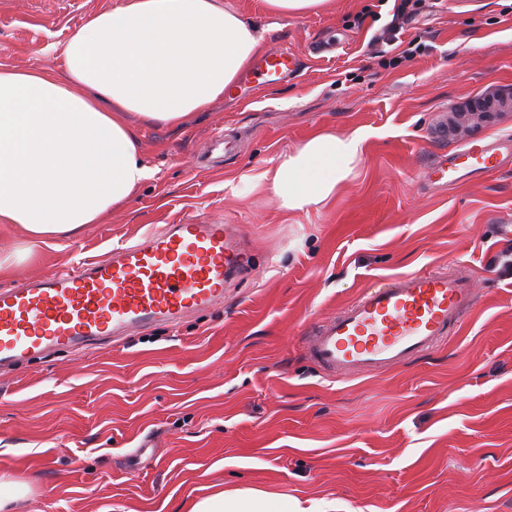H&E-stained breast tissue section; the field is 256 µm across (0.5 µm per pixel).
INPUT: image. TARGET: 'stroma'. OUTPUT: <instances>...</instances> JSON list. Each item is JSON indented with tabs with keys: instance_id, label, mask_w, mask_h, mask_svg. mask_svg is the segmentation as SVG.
Returning <instances> with one entry per match:
<instances>
[{
	"instance_id": "35a3bbf8",
	"label": "stroma",
	"mask_w": 512,
	"mask_h": 512,
	"mask_svg": "<svg viewBox=\"0 0 512 512\" xmlns=\"http://www.w3.org/2000/svg\"><path fill=\"white\" fill-rule=\"evenodd\" d=\"M124 0H0V65L51 68L54 46ZM285 48L298 76L250 72L182 129L128 122L155 171L104 223L0 272L17 286L188 218L242 225L248 275L224 302L84 352L34 357L0 377V478L26 485L8 512H186L251 487L335 512H512V160L437 185L461 145L512 136V113L468 134L453 113L512 92V0H428L394 69L371 42L394 0H330L275 19L227 0ZM332 52H318L322 43ZM327 130L366 133L354 176L325 205L282 208L259 181L281 153ZM471 277L474 303L413 362L331 376L301 338L368 285L402 273ZM152 446L141 460L143 441Z\"/></svg>"
}]
</instances>
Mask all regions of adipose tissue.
<instances>
[{"label": "adipose tissue", "instance_id": "obj_1", "mask_svg": "<svg viewBox=\"0 0 512 512\" xmlns=\"http://www.w3.org/2000/svg\"><path fill=\"white\" fill-rule=\"evenodd\" d=\"M261 50L258 26L223 0H125L70 31L58 70L0 67V224L28 237L27 247H0V269L102 223L153 176L125 113L183 126ZM364 141L316 132L262 178L283 208L322 205L353 175ZM188 512L303 510L249 488L208 493Z\"/></svg>", "mask_w": 512, "mask_h": 512}]
</instances>
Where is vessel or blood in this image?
Here are the masks:
<instances>
[{"label":"vessel or blood","mask_w":512,"mask_h":512,"mask_svg":"<svg viewBox=\"0 0 512 512\" xmlns=\"http://www.w3.org/2000/svg\"><path fill=\"white\" fill-rule=\"evenodd\" d=\"M297 69L295 56L285 49L253 65L255 77L274 82ZM507 158H512V138L500 137L435 161L425 177L452 183L495 170ZM243 251L235 225L169 224L112 258L0 288V369L13 371L47 351L83 350L207 310L223 302L231 276L245 274ZM473 299L465 275L409 272L366 288L302 343L310 359L333 375L388 371L437 346Z\"/></svg>","instance_id":"1"}]
</instances>
